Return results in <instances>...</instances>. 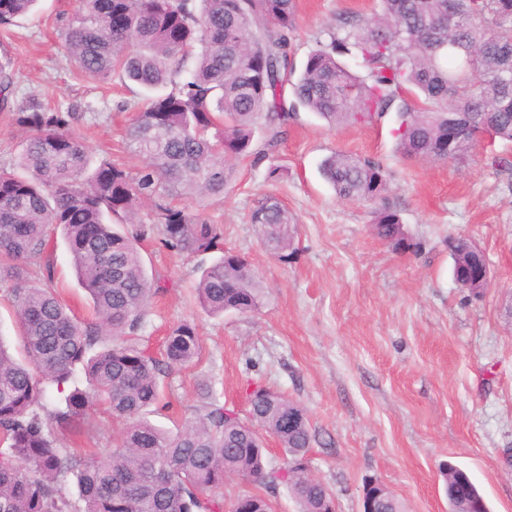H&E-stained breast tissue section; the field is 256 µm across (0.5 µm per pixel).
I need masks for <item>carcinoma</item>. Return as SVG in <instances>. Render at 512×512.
Returning <instances> with one entry per match:
<instances>
[{
	"label": "carcinoma",
	"mask_w": 512,
	"mask_h": 512,
	"mask_svg": "<svg viewBox=\"0 0 512 512\" xmlns=\"http://www.w3.org/2000/svg\"><path fill=\"white\" fill-rule=\"evenodd\" d=\"M34 2L0 0V26ZM296 24L297 0H80L64 30L70 58L86 75H118L147 92L128 128L144 160L134 174L110 159L92 164L72 131L77 113L35 95L11 99L13 76L0 64V109L25 132L0 162V287L20 346L17 358L0 341V512H224L233 477L257 487L255 497L286 488L296 512H320L322 497L335 498L323 482L307 486L300 463L314 439L310 418L284 429L300 403L282 394L272 403L249 397L252 426L277 440L279 463L205 381L180 429L149 420L170 408L165 379L198 364L200 346L188 321L169 329L158 353L141 335L151 297L164 290L148 275L143 242L157 229L171 251L218 254L196 287L206 313L258 311L262 282L224 250L206 213L232 183L234 161L266 157L300 108L330 126L376 124L393 111L397 150L409 159L463 161L487 126L512 144V0H379L369 16L338 19L299 67L289 44ZM260 124L267 139L258 149ZM321 173L339 199L375 205L373 231L392 250L411 248L399 211L385 203L379 162L335 152ZM160 196L170 203L157 205L156 224L141 223L142 204ZM183 199L195 208L172 204ZM250 223L269 253L292 259L287 208L266 198ZM57 229L91 300L86 317L53 286ZM98 402L122 425L112 450L65 446L66 434L92 432ZM446 476L450 500L477 490L459 469Z\"/></svg>",
	"instance_id": "1"
}]
</instances>
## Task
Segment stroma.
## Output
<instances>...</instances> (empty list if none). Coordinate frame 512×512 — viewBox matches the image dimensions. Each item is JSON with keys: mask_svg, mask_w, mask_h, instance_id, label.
<instances>
[{"mask_svg": "<svg viewBox=\"0 0 512 512\" xmlns=\"http://www.w3.org/2000/svg\"><path fill=\"white\" fill-rule=\"evenodd\" d=\"M290 36L296 62L337 19L370 14L377 0H297ZM77 0H39L34 12L0 30V63L13 73L16 98L38 96L51 109L81 113L74 133L93 161L136 171L142 159L125 136L141 105L138 86L103 85L77 74L60 36ZM394 117L375 126L329 127L298 112L261 161L237 163L234 183L207 214L224 231V247L251 263L266 294L258 312L208 316L196 285L213 255L182 256L147 242L150 274L168 285L147 317L145 335L159 351L170 327L196 325L199 364L174 369L165 394L176 412L155 416L167 429L197 403L210 379L228 407L246 413L257 387L281 392L308 411L315 439L314 476L336 496L337 512H360L364 479L383 484L405 512H448L450 460L465 468L491 512H512V145L476 147L462 162L403 157ZM343 151L380 162L391 205L413 247L393 251L372 230L374 208L337 198L320 164ZM502 165H492V157ZM278 169L270 179L269 169ZM276 197L295 219L292 260L268 254L250 222ZM485 254L491 283L474 297L458 288L452 237ZM55 286L69 307L88 315L65 245L57 247Z\"/></svg>", "mask_w": 512, "mask_h": 512, "instance_id": "obj_1", "label": "stroma"}]
</instances>
